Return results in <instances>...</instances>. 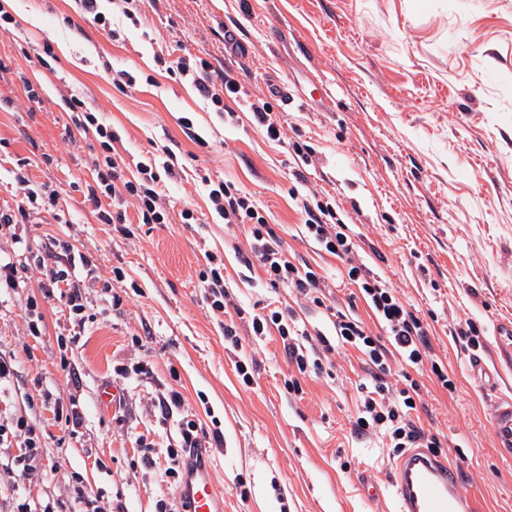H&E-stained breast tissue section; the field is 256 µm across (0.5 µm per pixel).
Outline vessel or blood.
<instances>
[{"mask_svg":"<svg viewBox=\"0 0 512 512\" xmlns=\"http://www.w3.org/2000/svg\"><path fill=\"white\" fill-rule=\"evenodd\" d=\"M498 447L512 456V399L499 400L493 415ZM396 490L395 512H481L478 495L465 489L456 469L424 448L403 451L391 469ZM183 488L185 512H222L221 495L209 464L187 462Z\"/></svg>","mask_w":512,"mask_h":512,"instance_id":"1","label":"vessel or blood"}]
</instances>
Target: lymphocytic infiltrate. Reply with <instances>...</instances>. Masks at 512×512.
Masks as SVG:
<instances>
[{
	"label": "lymphocytic infiltrate",
	"mask_w": 512,
	"mask_h": 512,
	"mask_svg": "<svg viewBox=\"0 0 512 512\" xmlns=\"http://www.w3.org/2000/svg\"><path fill=\"white\" fill-rule=\"evenodd\" d=\"M206 59L181 57L167 66L171 75L191 78L204 101L223 113L228 120H236L234 102L243 93V87L232 73L215 77ZM64 107L70 122L64 127L63 138L70 143L96 134L109 155L96 163L91 183L86 186V201L90 202L97 219L104 224L126 223V208H133L142 224H166L171 215L162 205L163 192L169 182L179 175L173 159L140 162L135 172L124 173L123 159L112 152L110 145L117 136L111 127L100 123L94 111L83 98L70 95ZM208 188V199L214 212L227 226L247 225L249 248L239 252L238 258L247 271H260L266 286L285 289L296 297L318 308H326L332 316L335 335L311 334L302 328L292 309H273L262 313H245L235 307L227 289L220 263L214 254H207V273L200 281L210 304V310L226 316L228 313L249 315L254 335L278 333L285 354L295 364L297 372L284 382L289 396L302 397V381L307 374L324 371V359L344 347L358 350L366 365L367 377L359 388L361 406L354 421L359 435L380 433L390 440L394 452L407 448L438 450L441 442L436 434L418 426L412 419L418 401L423 396V385L416 375L430 369L441 387L454 390L455 383L437 358L430 337V325L421 312L412 307L383 277L374 273L364 261L361 247L350 235V227L337 216L336 204L320 197L318 192L303 195L300 212L304 217V234L321 250L336 256L345 265L346 278L355 285L359 296L374 315L378 328L370 330L356 314L327 305L324 280L305 263L290 259L271 228L263 207L248 191L226 182H212L201 177ZM16 183L22 194L15 208L0 209V231L11 234L14 244H22L17 225L30 221V206L41 190L28 175L18 174Z\"/></svg>",
	"instance_id": "obj_1"
}]
</instances>
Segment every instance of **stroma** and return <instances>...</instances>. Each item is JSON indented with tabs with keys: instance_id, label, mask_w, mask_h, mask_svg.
<instances>
[{
	"instance_id": "1",
	"label": "stroma",
	"mask_w": 512,
	"mask_h": 512,
	"mask_svg": "<svg viewBox=\"0 0 512 512\" xmlns=\"http://www.w3.org/2000/svg\"><path fill=\"white\" fill-rule=\"evenodd\" d=\"M16 24L0 29V206H14L17 161L33 181L59 193L26 227L30 255L54 268L61 243L107 279L121 267L132 287L120 308L100 287L85 291L88 318L74 332L65 299L38 278L0 288V353L15 356L17 376L0 393V418L25 419L38 436L34 469L12 473L5 459L24 453L23 438L0 450V512H159L179 496L171 462L143 467L142 446L179 445L180 420L222 434L209 449L223 512H394L393 497L364 498V470L388 479L395 459L382 436H360V354L332 355L337 379L305 378L303 399L288 397L292 373L279 336L255 340L236 323L239 346L224 340L199 281L206 254L218 256L235 303L278 297L308 328L332 333L312 304L271 294L244 278L245 235L230 238L210 210L198 171L245 188L269 210L268 221L296 261L318 268L338 302L342 261L303 237L290 189L292 141L314 150L300 193L335 198L363 241L364 258L421 312H433L431 339L455 391L423 380L424 408L413 420L437 432L442 456L482 512H512V458L500 456L490 419L497 393L512 396V373L499 392L470 377V349L459 321L481 329L480 356L492 357L498 322L512 320V0H140L139 25L123 23L110 40L75 11L73 0H0ZM238 46L225 49V31ZM50 43V69L30 57ZM190 54L215 71L230 68L250 93L275 74L302 104L282 113L286 141L267 139L251 122L225 120L194 84L162 70ZM136 75L119 88L113 72ZM154 84H147L146 76ZM38 93L27 100L26 84ZM88 100L119 136L114 148L134 164L167 146L182 166L163 202L175 221L135 224L131 235L101 223L83 190L104 151L96 137L63 144V98ZM198 223L178 222L183 208ZM39 332L27 333L28 321ZM147 362L148 374L136 373ZM252 362L244 386L235 365ZM116 391L102 404V386ZM178 391L167 418L154 402ZM76 403L83 423L70 434L58 406Z\"/></svg>"
}]
</instances>
